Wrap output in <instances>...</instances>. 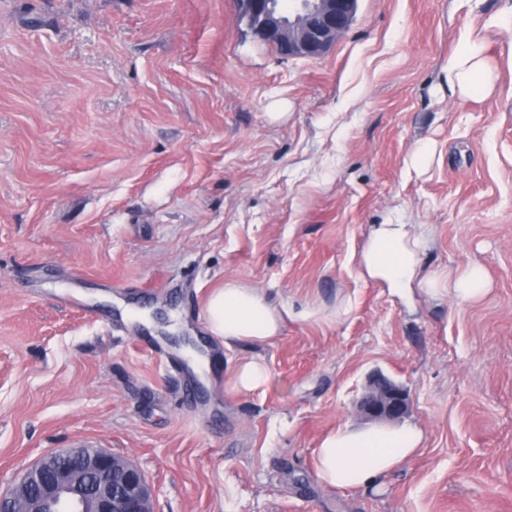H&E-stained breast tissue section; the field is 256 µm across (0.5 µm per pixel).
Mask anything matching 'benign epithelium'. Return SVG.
Masks as SVG:
<instances>
[{"instance_id": "benign-epithelium-1", "label": "benign epithelium", "mask_w": 512, "mask_h": 512, "mask_svg": "<svg viewBox=\"0 0 512 512\" xmlns=\"http://www.w3.org/2000/svg\"><path fill=\"white\" fill-rule=\"evenodd\" d=\"M253 34L290 57L316 59L336 44L354 20L358 0H237ZM407 392L373 378L357 411L394 422L409 411ZM0 512H153L152 491L143 474L112 453L90 445L50 452L20 472L0 493Z\"/></svg>"}]
</instances>
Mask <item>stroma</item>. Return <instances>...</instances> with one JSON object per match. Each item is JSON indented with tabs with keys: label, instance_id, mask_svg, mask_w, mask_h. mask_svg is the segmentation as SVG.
Listing matches in <instances>:
<instances>
[{
	"label": "stroma",
	"instance_id": "1",
	"mask_svg": "<svg viewBox=\"0 0 512 512\" xmlns=\"http://www.w3.org/2000/svg\"><path fill=\"white\" fill-rule=\"evenodd\" d=\"M512 0H359L319 59L237 0H0V491L85 441L137 466L154 512H512ZM491 91L445 68L467 32ZM432 142L425 171L410 164ZM427 224L428 271L476 300L403 306L360 277L371 225ZM348 311L256 347L271 381L189 384L139 336H204L223 282ZM402 385L420 452L379 486L314 451L369 379Z\"/></svg>",
	"mask_w": 512,
	"mask_h": 512
}]
</instances>
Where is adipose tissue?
I'll list each match as a JSON object with an SVG mask.
<instances>
[{
	"mask_svg": "<svg viewBox=\"0 0 512 512\" xmlns=\"http://www.w3.org/2000/svg\"><path fill=\"white\" fill-rule=\"evenodd\" d=\"M484 51L482 37L471 34L449 59L448 81L460 95L489 91L492 72L483 60ZM430 233L425 224L389 220L371 225L357 259L360 276L387 288L392 296L406 304L412 303L419 290L434 298L452 295L473 300L482 296L489 280L481 265L423 272L422 256ZM345 312L342 306L333 311L318 305L297 310L274 302L265 291L236 280L226 281L215 289L205 303L207 330L228 349L273 343L290 320L333 322ZM423 443L424 434L416 427L340 428L321 441L316 451V474L322 483L336 488L373 486L414 456Z\"/></svg>",
	"mask_w": 512,
	"mask_h": 512,
	"instance_id": "obj_1",
	"label": "adipose tissue"
}]
</instances>
